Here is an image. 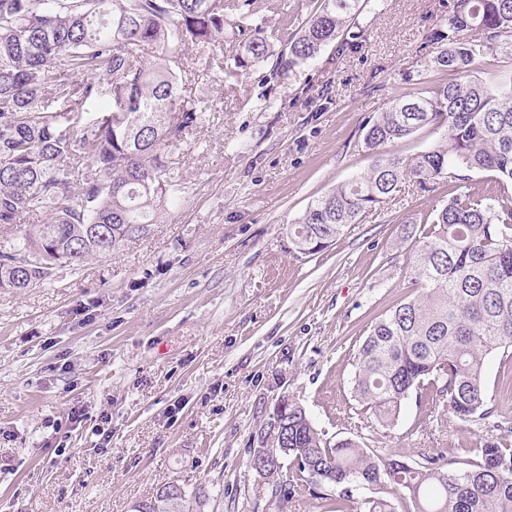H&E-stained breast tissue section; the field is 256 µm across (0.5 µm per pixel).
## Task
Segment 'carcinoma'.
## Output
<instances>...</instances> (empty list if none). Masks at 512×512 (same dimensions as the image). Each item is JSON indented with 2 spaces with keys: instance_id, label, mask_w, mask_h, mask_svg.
<instances>
[{
  "instance_id": "cac0c4a2",
  "label": "carcinoma",
  "mask_w": 512,
  "mask_h": 512,
  "mask_svg": "<svg viewBox=\"0 0 512 512\" xmlns=\"http://www.w3.org/2000/svg\"><path fill=\"white\" fill-rule=\"evenodd\" d=\"M380 0H322L282 42L253 19L254 0H0V288L48 280L59 264L74 269L144 234L179 183L171 156L206 111L180 94L187 55L198 70L246 72L273 60L263 81H281L311 64L359 26ZM471 31L474 38L462 39ZM232 45L225 61L207 56ZM429 79L416 95L394 99L367 118L357 145L370 170L313 200L289 235L315 254L345 235L358 217L393 198L402 183L421 192L448 184V201L421 216L409 270L422 291L378 316L353 357L351 397L361 414L396 425L403 402H421L469 425H488L486 360L512 359V71L476 76L486 58L512 60V0H454L427 35ZM61 99L50 111L45 101ZM102 101L99 112L85 104ZM431 130L440 138L410 158L384 145ZM492 172L483 185L471 174ZM47 222L18 230L21 220ZM277 417L284 456L295 474L271 495L282 509L312 483L326 512H512V420L500 434L461 442L418 462L386 457L353 438H325L297 401L282 396ZM152 512H188L186 498L156 495Z\"/></svg>"
}]
</instances>
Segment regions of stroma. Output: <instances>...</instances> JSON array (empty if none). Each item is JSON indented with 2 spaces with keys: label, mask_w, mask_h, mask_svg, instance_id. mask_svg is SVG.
<instances>
[{
  "label": "stroma",
  "mask_w": 512,
  "mask_h": 512,
  "mask_svg": "<svg viewBox=\"0 0 512 512\" xmlns=\"http://www.w3.org/2000/svg\"><path fill=\"white\" fill-rule=\"evenodd\" d=\"M319 4L256 0L270 32L300 29ZM451 6L384 0L360 16L357 50L326 47L272 93L261 67L195 85L208 112L173 157L176 207L119 252L0 289V512H133L173 481L192 512H272L248 458L283 393L328 437L409 462L469 438L412 398L393 429L368 425L350 397L368 326L417 292L403 228L447 186L402 184L317 254L288 237L314 198L368 170L361 125L416 92L426 36ZM74 406L86 419L58 434Z\"/></svg>",
  "instance_id": "35a3bbf8"
}]
</instances>
